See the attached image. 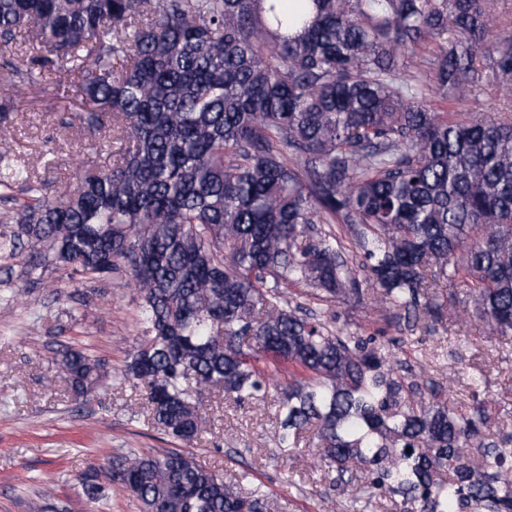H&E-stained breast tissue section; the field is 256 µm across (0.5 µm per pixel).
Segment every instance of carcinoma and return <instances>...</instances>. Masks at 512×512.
I'll use <instances>...</instances> for the list:
<instances>
[{"label":"carcinoma","instance_id":"obj_1","mask_svg":"<svg viewBox=\"0 0 512 512\" xmlns=\"http://www.w3.org/2000/svg\"><path fill=\"white\" fill-rule=\"evenodd\" d=\"M495 0H0V254L19 278L126 271L143 336L115 379L147 389L154 423L191 443L205 391L273 401L279 448L309 440L336 482L359 468L394 512H512V434L480 402L463 412L414 383L374 336H344L288 300L359 293L342 243L363 251L373 296L417 314L437 279L468 288L491 334L512 338V118L460 108L496 72L512 108V21ZM76 89L68 124L110 151L51 195L11 157L20 99ZM295 369L287 384L280 367ZM76 398L104 363L55 352ZM142 512H279L196 454L112 459ZM104 499L102 469L79 476Z\"/></svg>","mask_w":512,"mask_h":512}]
</instances>
